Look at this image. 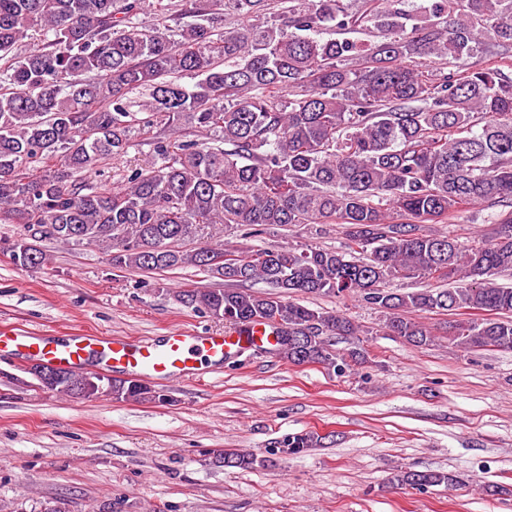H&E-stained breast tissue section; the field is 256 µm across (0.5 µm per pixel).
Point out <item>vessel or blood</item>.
I'll return each mask as SVG.
<instances>
[{
    "label": "vessel or blood",
    "instance_id": "b4317fda",
    "mask_svg": "<svg viewBox=\"0 0 512 512\" xmlns=\"http://www.w3.org/2000/svg\"><path fill=\"white\" fill-rule=\"evenodd\" d=\"M263 332L260 326L247 333L225 334L176 327L158 342L95 334H77L59 342L34 332L0 331V352L74 371L86 369L91 353L97 352L105 367L114 372L177 383L197 377L202 362L220 363L232 351L252 348Z\"/></svg>",
    "mask_w": 512,
    "mask_h": 512
}]
</instances>
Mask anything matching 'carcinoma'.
Returning <instances> with one entry per match:
<instances>
[{
    "instance_id": "cac0c4a2",
    "label": "carcinoma",
    "mask_w": 512,
    "mask_h": 512,
    "mask_svg": "<svg viewBox=\"0 0 512 512\" xmlns=\"http://www.w3.org/2000/svg\"><path fill=\"white\" fill-rule=\"evenodd\" d=\"M406 4L157 0L164 21L144 31L141 0H0V223L23 228L0 249L40 270L48 257L36 242L50 226L54 240L94 247L114 268L263 281L271 291L188 288L177 300L234 328L269 325L275 355L340 376L368 351L331 340L360 326L294 296L353 295L417 347L433 341L419 316L465 311L453 344L512 350V284L494 280L512 276V212L475 247L419 227L468 205L512 204V75L468 63L486 42L495 56L512 53V0H429L415 13ZM229 15L247 24L220 27ZM431 59L454 69L429 74ZM184 75L196 82L181 84ZM133 91L145 95L136 112ZM156 118L170 133L154 132ZM135 126L159 164L94 181L127 153ZM187 128L209 141L184 138ZM332 223L346 226L341 248L218 239L231 224ZM416 278L448 286L387 287ZM88 378L63 371L39 385L69 397ZM112 399L170 402L139 379L112 380ZM321 440L294 434L281 452L299 456ZM214 463L255 470L270 460L235 449ZM388 483L421 492L462 480L400 469Z\"/></svg>"
}]
</instances>
